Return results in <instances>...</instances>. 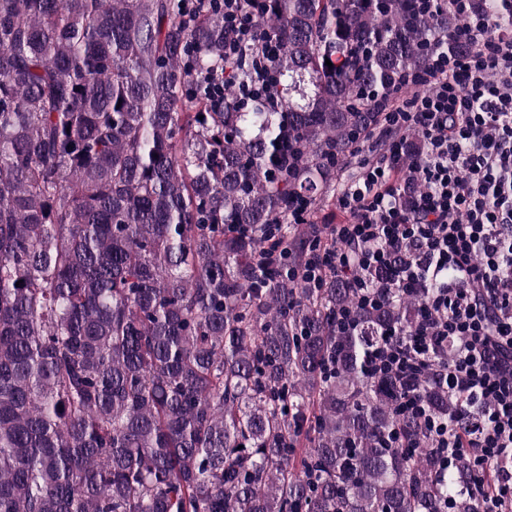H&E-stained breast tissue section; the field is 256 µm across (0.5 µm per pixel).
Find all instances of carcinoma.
<instances>
[{"mask_svg": "<svg viewBox=\"0 0 512 512\" xmlns=\"http://www.w3.org/2000/svg\"><path fill=\"white\" fill-rule=\"evenodd\" d=\"M243 3L282 45L278 109L212 110L206 74H254L224 62L217 6L0 0V512H476L469 460L440 473L399 408L463 432L464 398L367 371L425 289L358 308L344 274L266 272L304 262L319 235L292 213L336 198L458 20L448 0Z\"/></svg>", "mask_w": 512, "mask_h": 512, "instance_id": "obj_1", "label": "carcinoma"}]
</instances>
